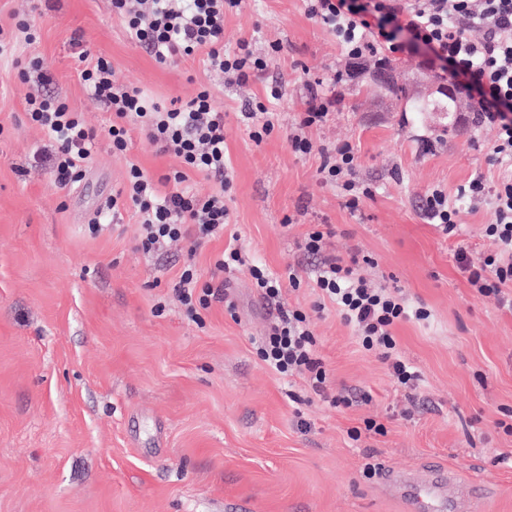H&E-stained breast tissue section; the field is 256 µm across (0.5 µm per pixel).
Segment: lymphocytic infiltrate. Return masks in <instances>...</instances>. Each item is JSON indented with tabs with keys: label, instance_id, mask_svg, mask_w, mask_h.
I'll use <instances>...</instances> for the list:
<instances>
[{
	"label": "lymphocytic infiltrate",
	"instance_id": "lymphocytic-infiltrate-1",
	"mask_svg": "<svg viewBox=\"0 0 512 512\" xmlns=\"http://www.w3.org/2000/svg\"><path fill=\"white\" fill-rule=\"evenodd\" d=\"M238 4L239 0H111L113 13L123 18L131 38L159 64L172 65L201 53L215 75L244 83L265 73L281 45L269 43L263 55L246 41L225 49L224 14ZM307 12L330 29L348 62L346 70L337 75L341 81L354 79L360 63L370 57L401 53L412 44L428 48L442 61V74L465 91L473 123L495 129V161L512 162V0H308ZM31 27L30 18L25 17L11 36L0 35V56L9 57L20 80L31 86L26 118L49 141L41 156L55 188L65 192L80 181L98 137L107 138L113 152L122 154L131 131L136 130L160 153L175 157L179 166L156 178L130 164L122 188L109 204L113 220H120L126 210L135 211L140 225L138 247L146 254L181 240L194 251L223 237L231 220L226 195L232 188L233 169L224 153V108L210 90L203 87L188 99L164 105L137 84L114 82L111 64L82 49L79 76L112 114L111 124L97 132L86 125L81 113L48 92L52 76L43 57L17 55L19 42H33ZM476 28L483 29L482 38H472ZM303 87L300 131L288 137L291 149L299 155L314 150L302 129L325 122L336 106L335 95L323 91L321 79L306 80ZM319 152L320 180L339 189L347 208L357 209L361 199L373 196V185L357 177V156L351 144L326 146ZM193 172L216 180L218 190L205 196L194 193L187 185ZM460 195L471 201L489 200L496 221L486 225L485 234L496 241L497 250L475 261L460 249L457 262L480 294L512 288V173L503 174L491 188L482 177H475ZM421 213L446 234H456L460 208L444 190L428 191ZM330 234L328 225L316 224L302 241L304 254L319 259L311 273L319 300L308 310L279 305L284 288L302 285L295 270L273 272L239 247L226 248L216 257L215 273L245 272L261 298L279 308L276 321L257 343L258 355L281 376H305L315 392L326 393L330 377L317 356L313 316L330 302L353 329L361 348L387 364L394 381L416 386L419 374L400 356L393 330L408 319L428 321L430 311L410 304L388 287L369 284L358 272L359 255L326 254ZM175 293L193 320L199 309L215 302L224 303L228 313L236 311L223 289L201 283L190 262L182 268Z\"/></svg>",
	"mask_w": 512,
	"mask_h": 512
}]
</instances>
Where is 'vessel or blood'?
Returning <instances> with one entry per match:
<instances>
[{
    "instance_id": "vessel-or-blood-1",
    "label": "vessel or blood",
    "mask_w": 512,
    "mask_h": 512,
    "mask_svg": "<svg viewBox=\"0 0 512 512\" xmlns=\"http://www.w3.org/2000/svg\"><path fill=\"white\" fill-rule=\"evenodd\" d=\"M385 482L410 502L413 512H455L457 507L452 495L455 479L449 471H437L426 483L414 476L394 474L386 475Z\"/></svg>"
}]
</instances>
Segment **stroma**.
<instances>
[{
	"label": "stroma",
	"instance_id": "obj_1",
	"mask_svg": "<svg viewBox=\"0 0 512 512\" xmlns=\"http://www.w3.org/2000/svg\"><path fill=\"white\" fill-rule=\"evenodd\" d=\"M34 30L50 92L95 129L112 115L81 82L83 46L111 63L115 80L160 103L205 86L223 105L231 222L196 254L202 281L216 254L236 245L274 272L291 267L308 278L315 260L300 243L311 225L327 224L328 253L371 256L368 281L396 287L431 319L394 329L420 375L415 387L398 386L330 306L314 318L317 350L331 393L354 403L332 405L306 378L279 377L254 346L275 310L243 273L224 276L237 317L215 303L199 325L173 291L184 248L138 250L131 210L98 236L85 231L129 164L160 176L177 160L136 131L121 155L102 137L81 181L57 191L33 156L47 139L24 115L30 87L2 62L0 512H235L238 502L250 512H412L382 472L428 479L439 469L452 470L467 494L459 512H512V468L499 462L512 454V430L501 425L512 412V306L481 296L454 258L460 248L474 257L495 251L484 232L495 213L465 203L462 229L449 237L419 209L434 187L454 200L473 177L492 185L503 169L491 159L494 130L468 121L467 99L455 112L406 111V99L439 89L428 51L411 49L336 85L334 114L307 132L314 153L298 155L287 135L304 107V76L326 80L344 67L334 35L309 18L304 0H242L226 12V49L282 44L266 75L244 85L215 77L200 55L158 64L110 0H50ZM276 81L280 129L257 143L241 114ZM392 84L404 98L389 93ZM344 142L357 152L359 178L376 188L354 211L318 175L319 146ZM369 419L382 431L366 430Z\"/></svg>",
	"mask_w": 512,
	"mask_h": 512
}]
</instances>
